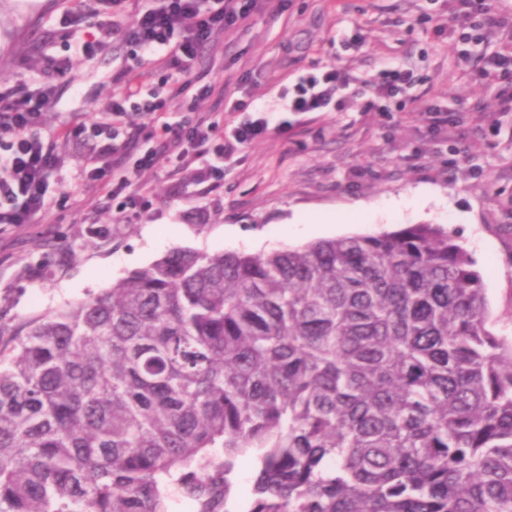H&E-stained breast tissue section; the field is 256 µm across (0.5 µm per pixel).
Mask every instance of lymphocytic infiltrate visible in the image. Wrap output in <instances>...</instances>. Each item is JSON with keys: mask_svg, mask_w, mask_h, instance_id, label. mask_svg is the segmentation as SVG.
<instances>
[{"mask_svg": "<svg viewBox=\"0 0 512 512\" xmlns=\"http://www.w3.org/2000/svg\"><path fill=\"white\" fill-rule=\"evenodd\" d=\"M262 0H74L66 19L74 30H83L86 15L98 17L97 30L82 43L85 52L104 50L121 39L142 68L144 78H157V86H126L112 95L111 121L86 126L74 118L57 132L45 133L44 117L55 104L57 81L66 75V60L46 58L44 81L34 92L0 91V224H30L49 206L77 207L81 201L60 192L50 199L49 187L57 176V138L78 139L85 133L97 138V150L83 171L85 182L114 201L119 211L146 207L135 189L138 173L154 168L156 151L131 154L119 126L128 113L150 120L166 138L165 149L184 164L195 167V182L223 181L224 161L256 137L269 132L267 121L248 119L231 130L220 129L206 117L195 122L168 119L169 103L192 112L213 86L186 79L201 48L214 33L246 27L260 10ZM459 8L448 18V28L460 41L486 44L495 31L512 29V7L492 6L489 0H458ZM346 73L330 68L300 78L285 88L291 112H332L346 107Z\"/></svg>", "mask_w": 512, "mask_h": 512, "instance_id": "obj_1", "label": "lymphocytic infiltrate"}]
</instances>
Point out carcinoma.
<instances>
[{"mask_svg": "<svg viewBox=\"0 0 512 512\" xmlns=\"http://www.w3.org/2000/svg\"><path fill=\"white\" fill-rule=\"evenodd\" d=\"M447 229L176 248L0 336V512H512V340Z\"/></svg>", "mask_w": 512, "mask_h": 512, "instance_id": "carcinoma-1", "label": "carcinoma"}]
</instances>
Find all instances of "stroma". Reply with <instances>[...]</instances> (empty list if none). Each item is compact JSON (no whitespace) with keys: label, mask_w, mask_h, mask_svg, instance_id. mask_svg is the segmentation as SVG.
<instances>
[{"label":"stroma","mask_w":512,"mask_h":512,"mask_svg":"<svg viewBox=\"0 0 512 512\" xmlns=\"http://www.w3.org/2000/svg\"><path fill=\"white\" fill-rule=\"evenodd\" d=\"M455 0H266L248 26L214 36L189 72L214 85L200 114L221 127L244 121L230 99L253 100L271 130L224 163V181L199 196L194 170L161 159L138 179L149 209L120 214L96 208L50 209L32 224H0V326L13 327L98 295L174 247L208 253L267 254L320 240L392 232L410 224L447 227L480 272L488 327L512 336V112L499 87L480 82L478 58L462 60L453 38L434 35ZM64 0H0V86L40 87L45 56L69 70L49 128L77 115H106L117 77L133 67L125 44L90 56L65 28ZM411 69L413 86L369 105L372 76L383 66ZM338 66L351 78L343 112H289L284 87ZM449 108L431 125L426 105ZM91 141H59L61 187L81 197ZM443 204L399 213L384 200L416 188ZM362 204L368 218L347 225L333 216ZM321 216L318 224L308 223Z\"/></svg>","instance_id":"stroma-1"}]
</instances>
